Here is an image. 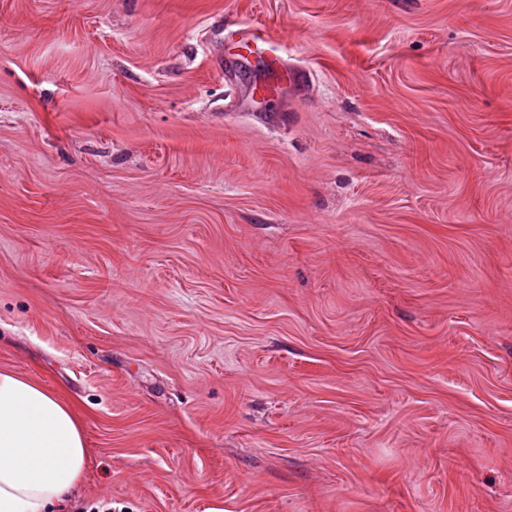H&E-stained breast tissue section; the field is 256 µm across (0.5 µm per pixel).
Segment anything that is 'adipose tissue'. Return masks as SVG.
I'll return each instance as SVG.
<instances>
[{
	"label": "adipose tissue",
	"instance_id": "ef3b65f1",
	"mask_svg": "<svg viewBox=\"0 0 512 512\" xmlns=\"http://www.w3.org/2000/svg\"><path fill=\"white\" fill-rule=\"evenodd\" d=\"M87 460L73 410L34 380L0 370V512H58Z\"/></svg>",
	"mask_w": 512,
	"mask_h": 512
}]
</instances>
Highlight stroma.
Returning <instances> with one entry per match:
<instances>
[{
	"label": "stroma",
	"instance_id": "obj_1",
	"mask_svg": "<svg viewBox=\"0 0 512 512\" xmlns=\"http://www.w3.org/2000/svg\"><path fill=\"white\" fill-rule=\"evenodd\" d=\"M0 369L76 510L512 512V0H0Z\"/></svg>",
	"mask_w": 512,
	"mask_h": 512
}]
</instances>
